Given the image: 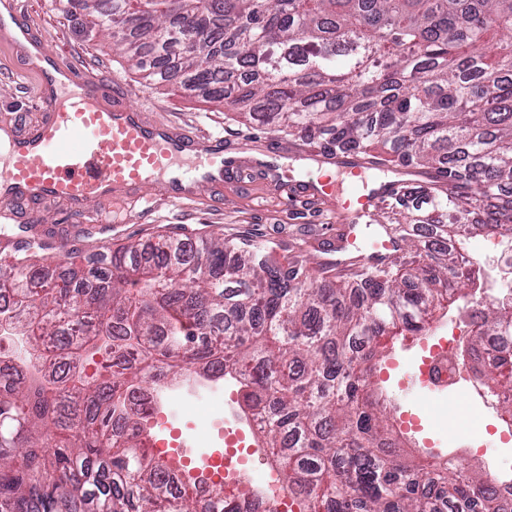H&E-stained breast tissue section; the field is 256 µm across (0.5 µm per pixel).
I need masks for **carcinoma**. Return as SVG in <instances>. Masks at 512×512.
Listing matches in <instances>:
<instances>
[{
  "instance_id": "1",
  "label": "carcinoma",
  "mask_w": 512,
  "mask_h": 512,
  "mask_svg": "<svg viewBox=\"0 0 512 512\" xmlns=\"http://www.w3.org/2000/svg\"><path fill=\"white\" fill-rule=\"evenodd\" d=\"M86 34L108 33L137 71L331 154L389 146L441 185L394 218L411 268L366 267L353 283L305 288L304 260L233 239L174 236L124 245L103 268L41 289L35 252L0 272L12 326L32 337L23 378L0 366V512H241L178 487L136 451L145 430L129 392L140 362L158 382L187 369L229 376L301 512H512L499 480L453 459L410 465L372 370L435 313L473 334L459 369L483 396L512 382V292L477 299L465 270L477 230L512 249V0H81ZM498 201L468 223L476 195ZM112 355L89 381L84 362Z\"/></svg>"
}]
</instances>
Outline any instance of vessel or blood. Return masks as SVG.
Masks as SVG:
<instances>
[{
	"instance_id": "1",
	"label": "vessel or blood",
	"mask_w": 512,
	"mask_h": 512,
	"mask_svg": "<svg viewBox=\"0 0 512 512\" xmlns=\"http://www.w3.org/2000/svg\"><path fill=\"white\" fill-rule=\"evenodd\" d=\"M10 20L13 40L37 48L39 61L49 68L37 100L42 121L25 133L0 127V151L7 153L0 158V217L11 218V206L20 198L61 200L79 212L93 204L107 212L143 186L149 187L154 204L193 201L200 187L240 173L246 144L229 148L220 137L147 121L123 88L115 91V104L105 106L80 69L43 53L42 39L18 15ZM412 185L402 176L369 180L365 166L349 157L338 162L336 176L290 181L288 197H314L336 211L341 220L332 241L336 257L323 265L352 273L398 256L393 228L375 218L385 199L405 197ZM157 456L183 478L223 481V455L205 458L200 466L166 448L158 449Z\"/></svg>"
}]
</instances>
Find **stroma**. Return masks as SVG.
I'll return each instance as SVG.
<instances>
[{
    "label": "stroma",
    "mask_w": 512,
    "mask_h": 512,
    "mask_svg": "<svg viewBox=\"0 0 512 512\" xmlns=\"http://www.w3.org/2000/svg\"><path fill=\"white\" fill-rule=\"evenodd\" d=\"M35 32L50 51L63 54L89 73L105 104H112V86L121 83L149 118L161 119L179 129L204 131L225 141L251 142L248 160H266L272 147L294 145L293 137L272 129L260 130L231 111L214 106L202 97L183 95L177 85L158 87L131 69L105 39L87 40L81 24V8L64 9L59 0H16ZM40 82L22 48L10 41L0 42V124L26 130L40 123L37 106ZM220 203L202 207L191 203L147 207L144 201L128 204L129 223L120 225L110 237H103L102 224L87 222L61 201L23 202L14 205V217L0 218V236L20 233L22 227L45 233L60 254L75 253L77 266L90 269L101 263L102 252L131 242L150 243L158 236L179 234L194 241L205 237L237 238L274 246L280 260L291 259L298 250L323 255V235L336 225L335 212L315 202L301 200L284 205L285 187L254 174H239L217 186ZM383 383L398 410H410L423 420L417 440L437 443L439 455L453 457L469 469L493 476H512V436L493 401L474 395L469 383L459 382L448 394L427 393L405 388L399 370L389 375L374 373ZM468 397V420L448 422L443 413L460 397Z\"/></svg>",
    "instance_id": "35a3bbf8"
}]
</instances>
